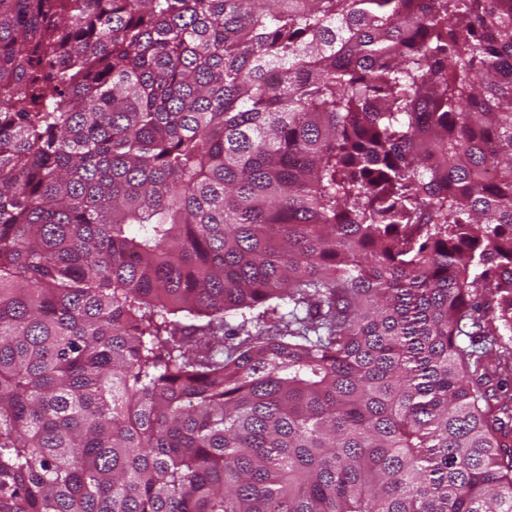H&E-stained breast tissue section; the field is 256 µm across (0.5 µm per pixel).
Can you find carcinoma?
<instances>
[{"mask_svg":"<svg viewBox=\"0 0 512 512\" xmlns=\"http://www.w3.org/2000/svg\"><path fill=\"white\" fill-rule=\"evenodd\" d=\"M507 332L512 0H0V512H512Z\"/></svg>","mask_w":512,"mask_h":512,"instance_id":"obj_1","label":"carcinoma"}]
</instances>
